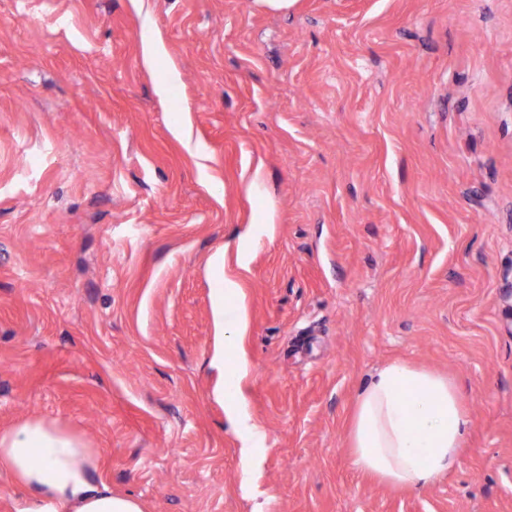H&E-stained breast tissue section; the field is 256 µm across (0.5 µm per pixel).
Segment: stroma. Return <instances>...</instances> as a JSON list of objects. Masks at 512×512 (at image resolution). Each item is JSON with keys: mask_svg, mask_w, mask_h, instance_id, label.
Listing matches in <instances>:
<instances>
[{"mask_svg": "<svg viewBox=\"0 0 512 512\" xmlns=\"http://www.w3.org/2000/svg\"><path fill=\"white\" fill-rule=\"evenodd\" d=\"M510 280L512 0H0V431L55 421L143 512H512ZM394 361L471 421L425 486L351 463ZM230 295L238 296L239 304L231 313H228L224 306V300ZM215 310L221 321V326H224L225 335H228L226 334L228 326H232L234 328V332L232 334L234 336H224V342L219 344L214 352V360L225 366V375L226 370L228 372L227 387L225 381V391L224 389L220 390L217 388L215 390V394L217 396H223L224 394V405L227 414L229 418L248 435L249 440L252 442V446L246 449L250 450L251 448L260 447L259 445L262 441L261 431L256 425L250 424L248 420L245 419L240 402L231 392V388L235 380L246 374L248 370V363L246 359L240 357L236 349V341L238 337L243 336L247 328L246 313L244 306L240 301L239 287L236 283L226 279L218 282V288H216L215 295Z\"/></svg>", "mask_w": 512, "mask_h": 512, "instance_id": "1", "label": "stroma"}]
</instances>
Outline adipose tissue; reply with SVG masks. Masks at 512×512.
I'll list each match as a JSON object with an SVG mask.
<instances>
[{"mask_svg": "<svg viewBox=\"0 0 512 512\" xmlns=\"http://www.w3.org/2000/svg\"><path fill=\"white\" fill-rule=\"evenodd\" d=\"M236 283L222 280L215 310L222 326L233 327L214 352L229 380L246 374L236 349L247 318L243 306L226 310ZM469 418L451 380L403 362L372 374L360 387L350 425L354 466L396 486H423L453 470L468 434ZM95 453L72 433L41 418L0 434V469L26 491L24 512H141L137 500L113 494L93 478Z\"/></svg>", "mask_w": 512, "mask_h": 512, "instance_id": "1", "label": "adipose tissue"}]
</instances>
